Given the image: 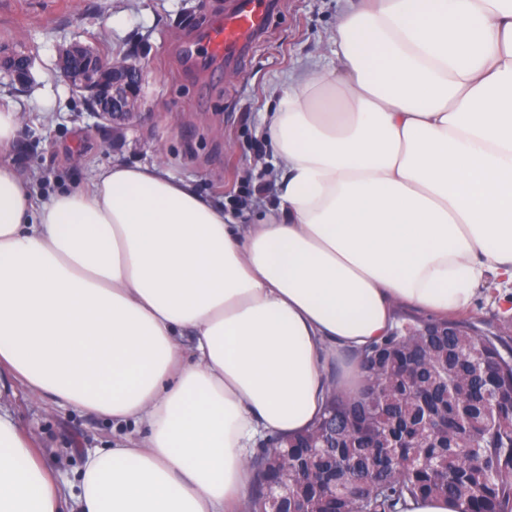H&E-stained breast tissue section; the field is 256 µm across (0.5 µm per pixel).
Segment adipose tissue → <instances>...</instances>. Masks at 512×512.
Here are the masks:
<instances>
[{"label":"adipose tissue","mask_w":512,"mask_h":512,"mask_svg":"<svg viewBox=\"0 0 512 512\" xmlns=\"http://www.w3.org/2000/svg\"><path fill=\"white\" fill-rule=\"evenodd\" d=\"M343 2L335 66L265 115L278 200L248 224L160 162L41 199L0 106V512H243L257 437L357 395L397 308L512 286V0ZM21 395L123 434L61 484Z\"/></svg>","instance_id":"ef3b65f1"}]
</instances>
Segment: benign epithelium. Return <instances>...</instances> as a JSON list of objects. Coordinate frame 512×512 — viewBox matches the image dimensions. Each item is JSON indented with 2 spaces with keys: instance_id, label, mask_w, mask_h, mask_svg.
<instances>
[{
  "instance_id": "1",
  "label": "benign epithelium",
  "mask_w": 512,
  "mask_h": 512,
  "mask_svg": "<svg viewBox=\"0 0 512 512\" xmlns=\"http://www.w3.org/2000/svg\"><path fill=\"white\" fill-rule=\"evenodd\" d=\"M18 60L19 56L12 52L0 54V67L22 85L26 79L16 69ZM58 66L103 127L118 131L144 117L140 96L142 73L130 59L109 64L87 46L73 43L60 49Z\"/></svg>"
}]
</instances>
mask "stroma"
Here are the masks:
<instances>
[{"label":"stroma","instance_id":"35a3bbf8","mask_svg":"<svg viewBox=\"0 0 512 512\" xmlns=\"http://www.w3.org/2000/svg\"><path fill=\"white\" fill-rule=\"evenodd\" d=\"M266 30L239 66L209 65L185 55L203 43L231 0H0V44L32 58L27 88L0 74V106L15 104L23 123L15 148L22 172L37 176L42 198L89 180L99 165L164 162L177 177L223 204L241 223L277 199L276 167L264 139L262 114L272 92L313 57L334 65L327 35L338 0H272ZM82 42L102 57L126 55L144 72L148 117L120 135L102 129L82 97L61 76L57 53ZM501 293L486 287L470 314L478 327L512 342V316L500 311ZM11 412L34 432L49 466L63 483L74 481L79 449L111 446L112 424L95 415L18 399Z\"/></svg>","mask_w":512,"mask_h":512}]
</instances>
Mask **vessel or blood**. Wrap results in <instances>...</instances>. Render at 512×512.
Segmentation results:
<instances>
[{"label": "vessel or blood", "mask_w": 512, "mask_h": 512, "mask_svg": "<svg viewBox=\"0 0 512 512\" xmlns=\"http://www.w3.org/2000/svg\"><path fill=\"white\" fill-rule=\"evenodd\" d=\"M270 12L268 0H233L223 22L211 27L206 35L204 57H220L228 65L241 61L265 28Z\"/></svg>", "instance_id": "obj_1"}]
</instances>
